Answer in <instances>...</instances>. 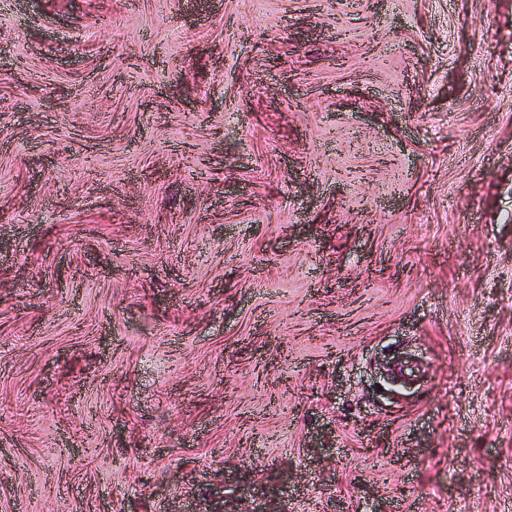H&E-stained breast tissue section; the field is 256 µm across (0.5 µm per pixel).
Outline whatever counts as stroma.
Instances as JSON below:
<instances>
[{"label": "stroma", "mask_w": 512, "mask_h": 512, "mask_svg": "<svg viewBox=\"0 0 512 512\" xmlns=\"http://www.w3.org/2000/svg\"><path fill=\"white\" fill-rule=\"evenodd\" d=\"M0 512H512V0H0Z\"/></svg>", "instance_id": "35a3bbf8"}]
</instances>
